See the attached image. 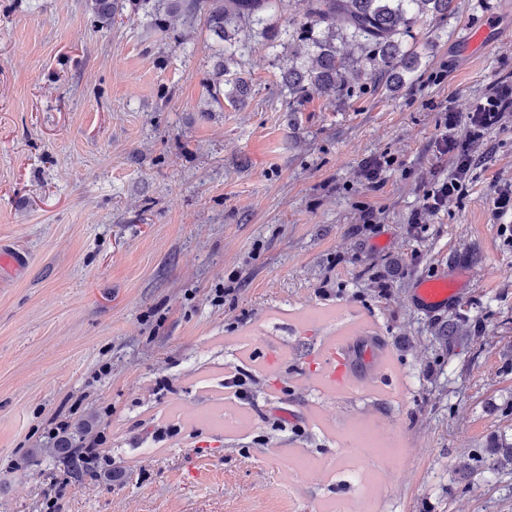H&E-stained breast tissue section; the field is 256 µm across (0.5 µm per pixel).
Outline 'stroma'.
I'll return each mask as SVG.
<instances>
[{
  "instance_id": "stroma-1",
  "label": "stroma",
  "mask_w": 512,
  "mask_h": 512,
  "mask_svg": "<svg viewBox=\"0 0 512 512\" xmlns=\"http://www.w3.org/2000/svg\"><path fill=\"white\" fill-rule=\"evenodd\" d=\"M488 21L497 41L465 54ZM414 34L399 90L366 76L292 112L288 51L262 38L235 107L208 93L203 20L98 29L87 0H0V251L26 257L0 272V512H512V244L491 202L512 119L410 223L452 169L446 113L512 76V0H455ZM440 267L463 299L420 312ZM358 324L390 368L329 390L317 353ZM237 368L252 403L224 393ZM57 413L105 437L96 475L66 478Z\"/></svg>"
}]
</instances>
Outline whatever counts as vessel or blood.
<instances>
[{"label":"vessel or blood","mask_w":512,"mask_h":512,"mask_svg":"<svg viewBox=\"0 0 512 512\" xmlns=\"http://www.w3.org/2000/svg\"><path fill=\"white\" fill-rule=\"evenodd\" d=\"M460 285V278L450 276L447 269H437L433 276L417 283L413 301L428 313L451 310L460 298ZM320 356L328 371L327 384L332 388L359 381L366 374H378L388 364L385 347L363 327L325 343Z\"/></svg>","instance_id":"b4317fda"}]
</instances>
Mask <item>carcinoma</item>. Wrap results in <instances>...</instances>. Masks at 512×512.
<instances>
[{
	"label": "carcinoma",
	"mask_w": 512,
	"mask_h": 512,
	"mask_svg": "<svg viewBox=\"0 0 512 512\" xmlns=\"http://www.w3.org/2000/svg\"><path fill=\"white\" fill-rule=\"evenodd\" d=\"M291 0H89L97 28H109L125 10L142 15L147 23L163 31L169 16L179 14L193 23L204 16L206 28L222 46L221 63L209 78L210 96L219 101L245 105L249 84L243 76L244 57L251 40L260 36L272 50L288 47V63L281 85L288 93V109L300 107L313 94L335 100L367 74L397 89L418 64L419 53L407 37L415 25L431 19L443 22L452 12L454 0H300V18L274 20L288 13ZM353 45L354 57L339 54L336 40ZM70 433L62 434L53 454L63 462L72 479L86 472L75 455Z\"/></svg>",
	"instance_id": "obj_1"
}]
</instances>
